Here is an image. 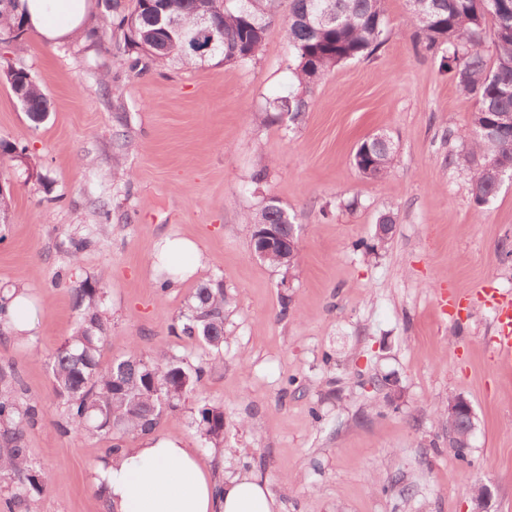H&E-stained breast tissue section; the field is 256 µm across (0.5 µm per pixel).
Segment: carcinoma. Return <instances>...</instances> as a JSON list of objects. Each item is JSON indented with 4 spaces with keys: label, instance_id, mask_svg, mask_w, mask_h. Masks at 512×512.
<instances>
[{
    "label": "carcinoma",
    "instance_id": "cac0c4a2",
    "mask_svg": "<svg viewBox=\"0 0 512 512\" xmlns=\"http://www.w3.org/2000/svg\"><path fill=\"white\" fill-rule=\"evenodd\" d=\"M274 0H112L101 24L87 37L104 41L121 33L133 54L130 69L146 70L168 61L189 63L207 58L219 64H247L261 52ZM409 17L418 25L422 47L440 55L458 91L473 101L468 123L451 135L461 150L450 162L469 174L470 195L478 207L489 205L501 183L494 171L512 166V0H406ZM0 0V32L17 30L13 42L23 45L24 19ZM209 14L214 27L201 31L198 17ZM387 19L384 0H292L288 19V46L298 65V85L319 80L335 66L373 55L385 41ZM492 30L486 46V29ZM211 49L202 53L206 46ZM0 79L9 84L16 99L27 104L31 120L40 123L49 101L31 74L0 61ZM308 106L302 95L278 97L261 117L273 124L287 113L289 121L302 119ZM395 152L392 143L363 140L353 155L359 174L374 179L387 176ZM248 224H291L288 212L273 199L246 217ZM267 262L292 270L299 252L274 254ZM80 311L79 327L50 357L54 391L61 400L65 434H97L112 441L116 455L130 435L152 433L164 414L177 410L182 400L203 386V363H188L165 350L146 359L133 347L123 357L103 360L109 323L103 316L106 291L101 283L84 281L71 288ZM227 297L224 284L211 280L193 292L187 312L172 326L179 339L198 341L213 354L226 342L224 324ZM40 400L21 396L14 368L0 366V483L9 496L6 512H30L31 501L42 495L56 474L36 466L27 446L28 428L44 418ZM193 425L211 447L224 443V408L201 401Z\"/></svg>",
    "mask_w": 512,
    "mask_h": 512
}]
</instances>
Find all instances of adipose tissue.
Listing matches in <instances>:
<instances>
[{"label": "adipose tissue", "mask_w": 512, "mask_h": 512, "mask_svg": "<svg viewBox=\"0 0 512 512\" xmlns=\"http://www.w3.org/2000/svg\"><path fill=\"white\" fill-rule=\"evenodd\" d=\"M32 33L52 42L74 36L89 0H26ZM92 480L104 485L109 512H277L265 482L238 473L216 482L177 437H150L103 460Z\"/></svg>", "instance_id": "adipose-tissue-1"}]
</instances>
